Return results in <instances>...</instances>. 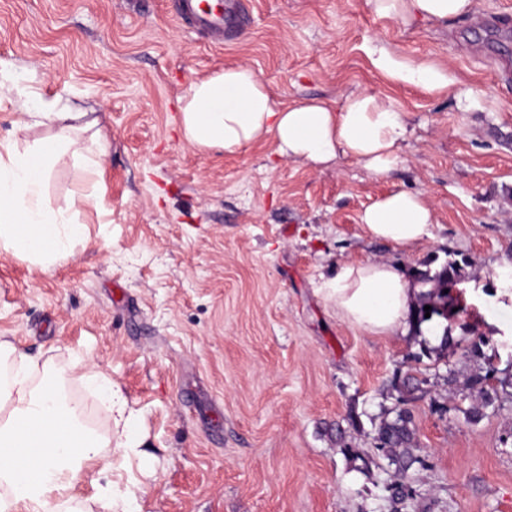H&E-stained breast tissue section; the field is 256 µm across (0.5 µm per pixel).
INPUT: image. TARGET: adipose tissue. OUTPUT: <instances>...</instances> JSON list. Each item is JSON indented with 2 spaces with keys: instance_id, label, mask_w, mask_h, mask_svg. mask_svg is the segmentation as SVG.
I'll return each instance as SVG.
<instances>
[{
  "instance_id": "ef3b65f1",
  "label": "adipose tissue",
  "mask_w": 512,
  "mask_h": 512,
  "mask_svg": "<svg viewBox=\"0 0 512 512\" xmlns=\"http://www.w3.org/2000/svg\"><path fill=\"white\" fill-rule=\"evenodd\" d=\"M373 12L409 25L422 20L445 24L473 11V0H369ZM375 68L392 82L429 93H444L463 112H483L486 96L435 64L403 58L387 46L370 47ZM20 117L10 140L0 141V251L22 256L42 270L72 253L83 238L84 225L65 212L47 208L44 187L54 164L71 155L87 172L101 170L108 147L97 134V119L63 112L54 101H36L19 92ZM181 125L193 145L235 154L274 135L280 155L293 161L323 165L339 157L353 158L375 177L395 170L402 161L407 126L392 98L382 92L357 90L328 101L310 98L293 105L278 103L247 64L224 68L194 82L181 100ZM56 124L48 137L28 141L38 126ZM90 132V141L80 138ZM26 148H19V141ZM375 239L410 247L430 237L437 221L423 193L397 190L376 199L359 216ZM325 300L350 325L379 334L416 331L414 314L425 292L414 273L380 261H345L321 287ZM0 512H86L73 492L80 474L109 470L106 448L111 433L82 425L79 408L40 383L41 371L8 340H0ZM108 421L128 424L121 388L87 365L83 374Z\"/></svg>"
}]
</instances>
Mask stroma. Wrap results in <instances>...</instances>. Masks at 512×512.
I'll use <instances>...</instances> for the list:
<instances>
[{
    "mask_svg": "<svg viewBox=\"0 0 512 512\" xmlns=\"http://www.w3.org/2000/svg\"><path fill=\"white\" fill-rule=\"evenodd\" d=\"M238 2L241 28L223 43L175 0H0V141L21 86L94 113L108 144L100 175L65 156L46 182L47 206L86 226L72 255L43 271L0 253V339L71 385L88 417L98 401L79 359L121 388L137 453L113 452L107 476L133 512H512V407L466 423L445 362L414 360L416 335L353 327L320 291L344 261L411 271L466 257L477 328L512 359V300L492 276L512 266V75L500 70L512 0L408 27L369 0ZM377 40L448 68L494 111L390 82L368 54ZM234 63L286 105L385 91L408 126L403 164L376 178L349 158L289 160L271 137L233 155L191 146L181 98ZM394 190L436 210L431 237L408 249L359 222ZM409 376L428 384L409 404L420 462L397 504L375 437L390 383Z\"/></svg>",
    "mask_w": 512,
    "mask_h": 512,
    "instance_id": "obj_1",
    "label": "stroma"
}]
</instances>
